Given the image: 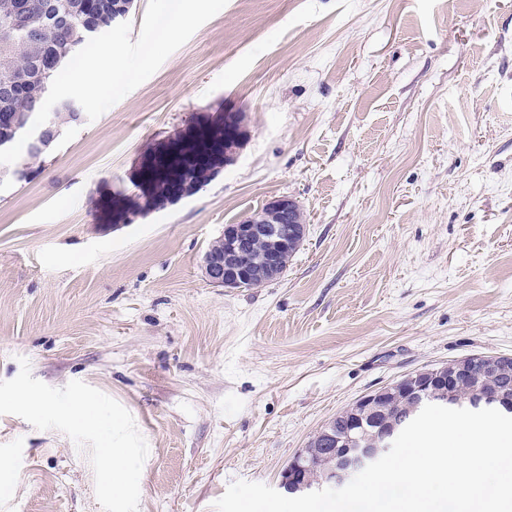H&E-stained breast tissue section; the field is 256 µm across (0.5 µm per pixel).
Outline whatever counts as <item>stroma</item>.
<instances>
[{"label": "stroma", "instance_id": "obj_1", "mask_svg": "<svg viewBox=\"0 0 512 512\" xmlns=\"http://www.w3.org/2000/svg\"><path fill=\"white\" fill-rule=\"evenodd\" d=\"M228 109L233 162L152 204L140 166ZM279 196L307 220L284 274L211 285L209 244ZM476 354L512 356V0H228L0 187V512H215ZM116 411L146 450L122 503Z\"/></svg>", "mask_w": 512, "mask_h": 512}]
</instances>
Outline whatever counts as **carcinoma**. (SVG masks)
I'll list each match as a JSON object with an SVG mask.
<instances>
[{
    "label": "carcinoma",
    "instance_id": "obj_1",
    "mask_svg": "<svg viewBox=\"0 0 512 512\" xmlns=\"http://www.w3.org/2000/svg\"><path fill=\"white\" fill-rule=\"evenodd\" d=\"M27 14L14 16V0H0V150L20 135L11 121L31 124L47 85L82 45L112 25V14L130 9L131 0H26ZM29 27L42 40L26 37Z\"/></svg>",
    "mask_w": 512,
    "mask_h": 512
}]
</instances>
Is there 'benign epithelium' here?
<instances>
[{"mask_svg":"<svg viewBox=\"0 0 512 512\" xmlns=\"http://www.w3.org/2000/svg\"><path fill=\"white\" fill-rule=\"evenodd\" d=\"M245 131L240 116L224 113V120L205 127H193L185 136L186 143L172 145L153 157L142 169L141 180L151 186L147 173L156 172L166 182L161 195L182 197L189 192L192 178L179 172L166 171L162 161L175 156L206 176H217L229 157L235 141L243 139ZM306 222L298 202L288 196L271 199L264 209L243 224H228L221 239L224 249L208 252L203 258L205 279L216 287L258 288L278 278L286 270L282 255H294L303 243ZM271 244V250L256 266L248 268L239 262L241 246L254 238ZM512 367L511 356L476 355L450 362L428 373L423 371L405 376L389 385L375 389L356 400L340 412L349 423L344 442V455L333 465L321 467L324 455L336 458V449L326 448V440L334 438V421L326 423L290 460L282 471L279 487L286 493L300 495L325 488H341L368 464L384 455L395 440V430L379 428L374 432L363 429L360 408L372 407L379 402L398 403L410 399L417 404H429L444 395L443 384L462 383L469 387L468 404L475 408L495 401L512 411V401L485 387L487 381Z\"/></svg>","mask_w":512,"mask_h":512,"instance_id":"7a95c632","label":"benign epithelium"}]
</instances>
